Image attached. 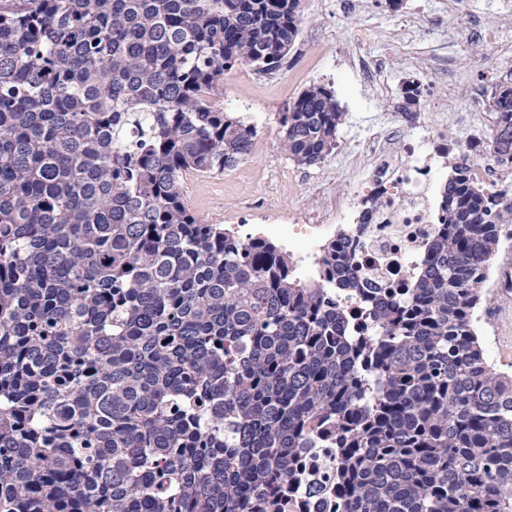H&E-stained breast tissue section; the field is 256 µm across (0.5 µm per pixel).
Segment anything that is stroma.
Listing matches in <instances>:
<instances>
[{
  "label": "stroma",
  "mask_w": 512,
  "mask_h": 512,
  "mask_svg": "<svg viewBox=\"0 0 512 512\" xmlns=\"http://www.w3.org/2000/svg\"><path fill=\"white\" fill-rule=\"evenodd\" d=\"M433 0H301L303 21L299 37L280 70L261 75L254 82L238 81L235 71L224 74V91L218 101L225 111L257 127L261 150L224 173L198 178L184 185L186 205L204 224H220L225 214L240 216L260 207L294 206L315 209L322 205V183L343 193L358 179V172L336 162L328 154L320 164L303 168L284 150L278 118L280 112L307 87L320 83L331 87L347 117L337 133L338 141L354 138L362 126L388 109L386 98L373 97L356 72L336 57L337 46L353 42L369 18L391 15L366 47L368 56L381 58L388 89L407 84L415 76L417 60L443 56L455 71L449 109L475 97L490 96L495 82L512 79V0H469L462 15L447 16L444 24L427 34L413 33L408 15L430 9ZM483 28L500 29L505 40L487 46L476 36ZM491 279L498 287L478 313V334L491 362L512 369V268L493 257Z\"/></svg>",
  "instance_id": "stroma-1"
}]
</instances>
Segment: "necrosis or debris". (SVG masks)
<instances>
[{"instance_id": "4bbe7bcc", "label": "necrosis or debris", "mask_w": 512, "mask_h": 512, "mask_svg": "<svg viewBox=\"0 0 512 512\" xmlns=\"http://www.w3.org/2000/svg\"><path fill=\"white\" fill-rule=\"evenodd\" d=\"M421 89L419 111L378 119L362 139L339 148L338 158L361 170L348 192L327 196L316 210L289 208L270 224L298 268L317 272L325 243L346 235L356 244L362 287H411L444 216L434 187L438 172L458 164L492 192L507 188V167L474 159L475 149L488 140L483 113H447L430 83ZM450 123L456 134H447ZM303 463L310 479L297 493L293 512H331L325 490L335 463L329 450L310 452Z\"/></svg>"}]
</instances>
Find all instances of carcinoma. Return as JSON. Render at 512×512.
<instances>
[{
    "mask_svg": "<svg viewBox=\"0 0 512 512\" xmlns=\"http://www.w3.org/2000/svg\"><path fill=\"white\" fill-rule=\"evenodd\" d=\"M301 0L0 4V512H288L302 448H335L336 512H512V372L476 331L512 204L453 166L414 286L359 336L345 247L325 279L201 224L185 173L252 151L224 71L280 69ZM486 151L512 164V84ZM280 113L299 166L343 124Z\"/></svg>",
    "mask_w": 512,
    "mask_h": 512,
    "instance_id": "1",
    "label": "carcinoma"
}]
</instances>
